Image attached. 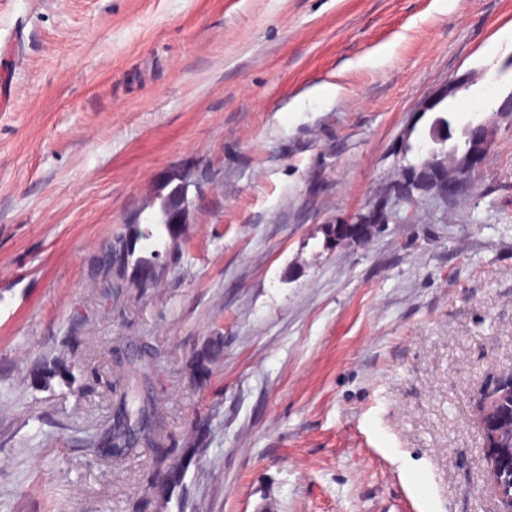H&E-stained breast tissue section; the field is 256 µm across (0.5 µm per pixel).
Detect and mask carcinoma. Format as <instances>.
I'll list each match as a JSON object with an SVG mask.
<instances>
[{"label":"carcinoma","instance_id":"obj_1","mask_svg":"<svg viewBox=\"0 0 512 512\" xmlns=\"http://www.w3.org/2000/svg\"><path fill=\"white\" fill-rule=\"evenodd\" d=\"M176 230L175 224L125 225L96 258L97 276L111 278L114 288L127 287L128 272L147 267L160 252L159 246H168ZM223 356L224 336L208 337L187 361L189 379L196 384L206 383ZM154 357L153 350L142 345L134 351H124L121 358H114L112 384L119 389V395L113 400L110 419L83 439L87 451L106 463L121 459L139 447L151 449L156 474L151 477L145 496L133 505V512H166L172 496L183 486L188 464L200 453L205 436L206 423L199 421L183 437L181 447L173 446L144 372ZM74 369L69 358L62 354L31 369L29 379L36 387L50 389L52 380L57 378L68 390L78 392L80 377Z\"/></svg>","mask_w":512,"mask_h":512}]
</instances>
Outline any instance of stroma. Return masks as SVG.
Returning <instances> with one entry per match:
<instances>
[{"label":"stroma","instance_id":"stroma-1","mask_svg":"<svg viewBox=\"0 0 512 512\" xmlns=\"http://www.w3.org/2000/svg\"><path fill=\"white\" fill-rule=\"evenodd\" d=\"M0 512H131L80 441L112 350L147 345L174 439L209 423L168 512H495L479 401L512 372V122L467 195L396 199L441 111L512 93V0H0ZM462 87L437 100L452 82ZM202 190L160 288L89 260L172 166ZM385 206L370 241L321 225ZM206 386L185 372L215 333ZM69 353L80 391L35 389Z\"/></svg>","mask_w":512,"mask_h":512}]
</instances>
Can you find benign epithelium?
Returning <instances> with one entry per match:
<instances>
[{
  "mask_svg": "<svg viewBox=\"0 0 512 512\" xmlns=\"http://www.w3.org/2000/svg\"><path fill=\"white\" fill-rule=\"evenodd\" d=\"M453 117H440L432 131L436 144L447 141ZM491 120L470 124L466 128L471 137L470 148L448 160V154L435 148L429 150V159L421 167L423 176L403 182L394 187L401 198H412L413 191L426 190L442 199L460 196L467 188L472 176L484 163L491 147ZM189 180L184 165H176L165 171L154 182L149 205L137 211L132 224H184L191 223L193 201L189 197ZM341 230L336 240H366L376 225L355 217L339 224ZM180 241L174 240L170 249L158 256L154 264L153 277L160 278L168 270L169 261L179 250ZM486 435L496 439L502 435L512 437V376L498 385L487 402L483 417ZM486 460L492 475L499 508L497 512H512V447L493 448L486 443Z\"/></svg>",
  "mask_w": 512,
  "mask_h": 512,
  "instance_id": "7a95c632",
  "label": "benign epithelium"
}]
</instances>
